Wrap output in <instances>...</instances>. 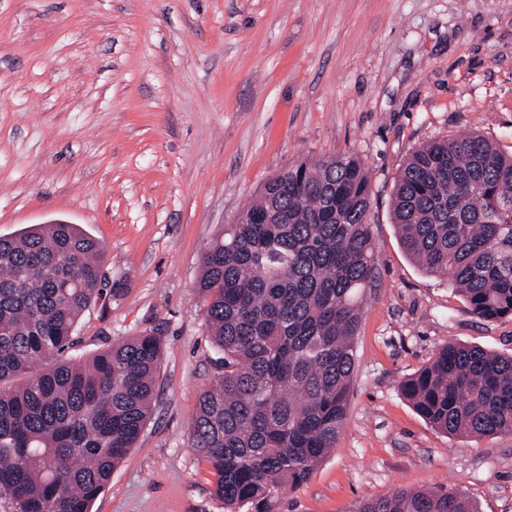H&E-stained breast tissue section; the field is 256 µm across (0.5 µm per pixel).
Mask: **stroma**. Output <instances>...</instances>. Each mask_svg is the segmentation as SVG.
I'll use <instances>...</instances> for the list:
<instances>
[{
  "mask_svg": "<svg viewBox=\"0 0 512 512\" xmlns=\"http://www.w3.org/2000/svg\"><path fill=\"white\" fill-rule=\"evenodd\" d=\"M471 131L512 154V0H0V238L64 222L101 244L122 295L83 314L69 358L164 342L152 415L92 512H224L189 441L217 372L202 259L271 177L341 153L370 175L376 278L336 447L272 512L400 488L512 512V435L448 436L399 392L447 342L512 353V319L472 314L392 220L405 158Z\"/></svg>",
  "mask_w": 512,
  "mask_h": 512,
  "instance_id": "35a3bbf8",
  "label": "stroma"
}]
</instances>
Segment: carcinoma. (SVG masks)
I'll return each mask as SVG.
<instances>
[{
  "label": "carcinoma",
  "instance_id": "1",
  "mask_svg": "<svg viewBox=\"0 0 512 512\" xmlns=\"http://www.w3.org/2000/svg\"><path fill=\"white\" fill-rule=\"evenodd\" d=\"M370 208L358 156L298 162L203 257L218 373L190 439L225 512H271L336 447L376 274ZM393 219L409 257L450 276L475 316L512 318V156L475 133L420 146L395 177ZM102 253L74 224L0 239V512H91L151 416L160 337L125 338L89 362L64 357L83 313L120 296ZM400 392L442 433L512 434V354L450 342ZM355 512L477 510L455 489H399Z\"/></svg>",
  "mask_w": 512,
  "mask_h": 512
}]
</instances>
